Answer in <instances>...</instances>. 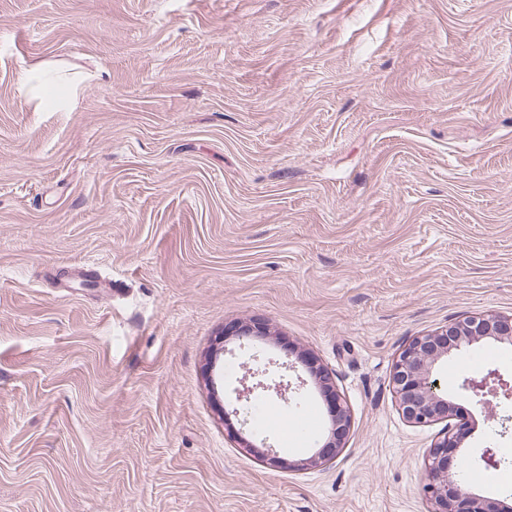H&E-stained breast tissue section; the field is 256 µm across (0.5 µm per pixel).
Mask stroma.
<instances>
[{
    "label": "stroma",
    "mask_w": 512,
    "mask_h": 512,
    "mask_svg": "<svg viewBox=\"0 0 512 512\" xmlns=\"http://www.w3.org/2000/svg\"><path fill=\"white\" fill-rule=\"evenodd\" d=\"M484 313L512 317V0H0V512H432L450 421L391 375ZM288 345L348 411L320 466ZM249 368L290 385L263 438L219 412ZM493 369L483 340L438 379ZM468 420L470 490L508 500Z\"/></svg>",
    "instance_id": "obj_1"
}]
</instances>
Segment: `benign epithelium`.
Returning a JSON list of instances; mask_svg holds the SVG:
<instances>
[{"label": "benign epithelium", "mask_w": 512, "mask_h": 512, "mask_svg": "<svg viewBox=\"0 0 512 512\" xmlns=\"http://www.w3.org/2000/svg\"><path fill=\"white\" fill-rule=\"evenodd\" d=\"M482 339L512 345V318L487 314L454 322L434 333L414 338L399 354L394 365L392 385L399 400L402 414L415 424H428L447 417L454 402L442 390L436 378L440 367L448 363V356L471 346ZM248 373L241 379L242 389L238 399L247 402L254 393L274 390L283 396L287 388L259 381L251 386ZM458 398L481 408L491 425L502 421L499 407L512 401V385L498 371L490 370L481 377H463ZM331 424L326 441L311 457L308 465H322L340 453L346 433L348 417L346 407L337 392L328 396ZM466 425L458 422L448 427L443 436L432 446L426 461L424 491L434 505L433 512H512V507L497 499L477 498L466 485L456 479L465 459L457 455L462 439L467 437Z\"/></svg>", "instance_id": "1"}]
</instances>
